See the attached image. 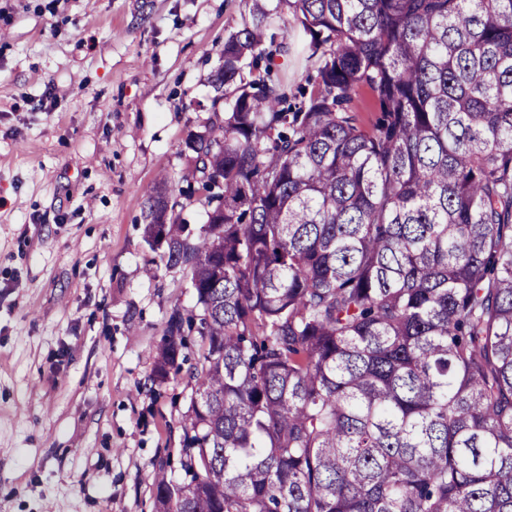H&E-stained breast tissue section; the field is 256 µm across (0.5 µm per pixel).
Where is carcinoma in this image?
Here are the masks:
<instances>
[{
  "mask_svg": "<svg viewBox=\"0 0 512 512\" xmlns=\"http://www.w3.org/2000/svg\"><path fill=\"white\" fill-rule=\"evenodd\" d=\"M243 0L186 142L208 222L145 225L201 313L157 376L199 365L157 512H512V0ZM373 111L360 124L353 101ZM270 6H278L281 16L286 21V28L274 30L277 41H281L283 36L287 37L288 43L292 46L293 52L288 58V66L282 68V73L288 79L289 85L302 84L311 89L312 83L316 77V59L311 58L312 50L309 48L308 40L303 35L300 27L294 24L288 25V19L292 22V10L288 7V0H272L268 2Z\"/></svg>",
  "mask_w": 512,
  "mask_h": 512,
  "instance_id": "carcinoma-1",
  "label": "carcinoma"
}]
</instances>
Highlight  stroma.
<instances>
[{
  "instance_id": "stroma-1",
  "label": "stroma",
  "mask_w": 512,
  "mask_h": 512,
  "mask_svg": "<svg viewBox=\"0 0 512 512\" xmlns=\"http://www.w3.org/2000/svg\"><path fill=\"white\" fill-rule=\"evenodd\" d=\"M283 73L317 64L286 0ZM240 0H0V512H154L188 373L156 379L186 273L149 246V197L199 229L186 140Z\"/></svg>"
}]
</instances>
